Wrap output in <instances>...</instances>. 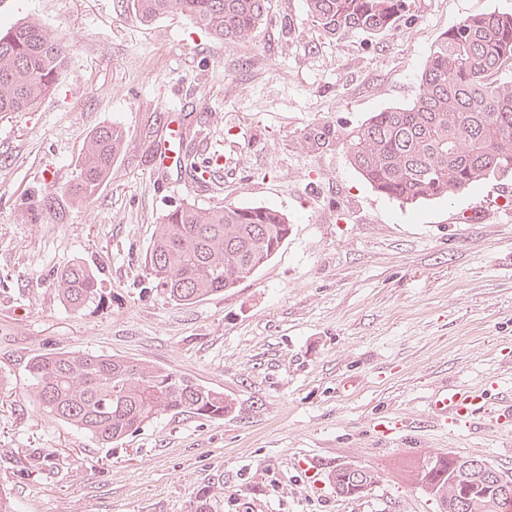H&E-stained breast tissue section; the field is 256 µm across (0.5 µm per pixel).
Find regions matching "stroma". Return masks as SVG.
<instances>
[{
  "mask_svg": "<svg viewBox=\"0 0 512 512\" xmlns=\"http://www.w3.org/2000/svg\"><path fill=\"white\" fill-rule=\"evenodd\" d=\"M227 48L188 17L144 26L115 0H5L0 22L38 18L70 44L53 94L0 116V489L16 512H439L403 474L447 453L512 473V421L442 424V385L512 400V177L402 209L315 125L361 124L409 104L431 45L461 18L512 0H416L379 36L323 38L303 0ZM292 22L296 38L281 27ZM201 125L184 148L219 155L213 182L155 170L173 120ZM127 132L95 199L55 224L37 208L69 184L89 133ZM184 202L273 206L290 235L237 288L178 306L151 291L144 258L160 217ZM75 259L101 299L68 313L54 290ZM94 350L148 361L223 392L219 419L171 415L97 445L39 409L38 354ZM340 465L376 471L365 496L336 494Z\"/></svg>",
  "mask_w": 512,
  "mask_h": 512,
  "instance_id": "1",
  "label": "stroma"
}]
</instances>
